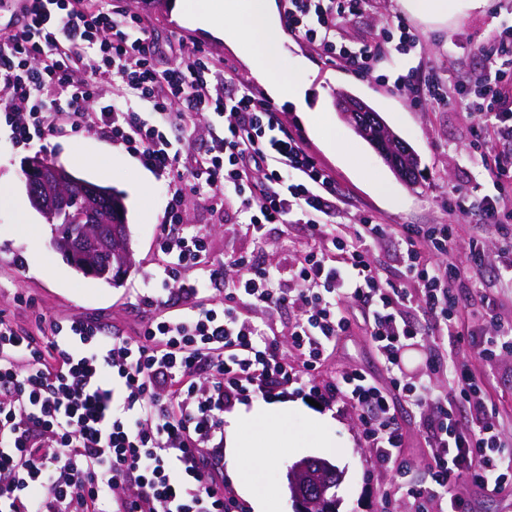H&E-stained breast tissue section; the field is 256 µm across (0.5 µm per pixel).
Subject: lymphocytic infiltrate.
I'll return each mask as SVG.
<instances>
[{"mask_svg":"<svg viewBox=\"0 0 512 512\" xmlns=\"http://www.w3.org/2000/svg\"><path fill=\"white\" fill-rule=\"evenodd\" d=\"M289 36L305 40L327 65L357 75L377 74L390 91H415L418 105L450 107L470 120L469 146L481 156L494 192L480 200L483 223L512 251V26L495 30L477 47L480 74L459 73L451 83L416 90V67L378 74L384 60L408 62L421 36L404 16L368 40L347 27L370 0H282ZM100 62L83 65L84 50ZM158 50L141 19L108 8L105 0H27L0 32V124L11 141L48 144L62 133L96 125L157 178L173 183L167 216L158 227L164 271L179 281L180 312L168 299L146 295L152 317L136 340L102 338L84 318L55 320L48 336L17 330L0 316V512H243L223 477L206 468L224 433L227 403L270 394L298 378L308 393L349 405L360 414L363 437L378 468L390 469L404 446L396 398L426 412L432 449L431 482L408 486L396 474L393 498L409 496L415 512H473L470 488L499 494L512 486V450L490 421L494 406L484 381L466 364L449 361L448 393L434 403L425 379H406L400 364L407 341L430 340L436 350L463 338L466 310L450 255L453 224H385L365 214L355 237L332 234L329 224L352 202L309 150L300 131L283 127L275 104L242 84L232 67L200 54L185 65L157 64ZM119 81L151 103V118L120 101L88 111L102 83ZM66 100V111L56 109ZM209 112L221 119L205 154L183 153L172 132ZM218 210L233 206L256 237L279 224L307 225L313 246L288 270L232 257L240 275L223 301L213 302L184 270L203 263L210 242L184 224L187 195ZM395 236L404 278H380L370 259L375 239ZM289 309L288 334L298 353L290 362L265 322L241 310ZM358 310L390 388L357 369L317 384L313 374L348 335Z\"/></svg>","mask_w":512,"mask_h":512,"instance_id":"obj_1","label":"lymphocytic infiltrate"}]
</instances>
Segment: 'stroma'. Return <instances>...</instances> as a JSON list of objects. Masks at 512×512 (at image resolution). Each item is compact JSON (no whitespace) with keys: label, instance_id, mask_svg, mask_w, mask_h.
<instances>
[{"label":"stroma","instance_id":"stroma-1","mask_svg":"<svg viewBox=\"0 0 512 512\" xmlns=\"http://www.w3.org/2000/svg\"><path fill=\"white\" fill-rule=\"evenodd\" d=\"M121 10L139 15L161 49L159 66L191 61L196 51L231 63L244 84L258 88L241 53L205 30L202 23H188L173 10L175 0H113ZM490 0L480 7L462 8L444 23L415 20L423 38L422 76L455 77L461 71H478L483 58L475 51L495 28L512 25V0H502L499 14L490 11ZM300 58L307 67L314 86L322 93L324 107L335 124L342 152L360 154L363 169H370L385 183L378 190L362 174L344 162L324 141L323 134L306 122L292 108L280 107L285 127L299 129L311 152L349 192L362 210L379 217L386 224H455L460 228L456 239V259L465 263L472 238L484 246L485 264L480 272H467L461 284L468 296L481 290L496 289L498 275L507 257L501 252L500 233L482 223L477 207L449 213V195L465 185H479L481 193L492 190L491 178L482 167L479 155L468 147V121L461 112L445 107L419 106L413 94L394 95L374 78H357L342 66L319 62L313 48L301 40L287 39L283 64ZM348 89L372 104L384 120L418 153L423 177L416 186L396 181L377 153L343 121L335 107L336 93ZM41 155L66 166L75 176L112 189L124 198L133 264L124 281L116 286L88 277L70 266L53 246L54 227L33 209L22 174L24 161ZM167 182L144 169L121 148L107 141L98 128L87 127L79 133L55 138L47 146L16 147L6 131H0V312L20 329L39 336L49 331L51 321L60 318H86L97 321L103 335L121 334L136 338L146 316L138 305L136 293L154 288L161 294L175 293L177 284L163 281L161 261L156 250L157 226L163 221L169 198ZM212 243L209 263L220 265L225 258L250 254L264 266L288 268L295 257L311 243L303 224H282L261 240L253 239L246 225L225 220L223 213L211 210L207 201L194 198L183 215ZM37 228V235L26 233V226ZM25 296L30 306H20L16 296ZM454 358L472 363L487 382V392L494 404V420L504 424L503 437L512 443V352L493 359L473 361L467 346H457ZM345 368L366 372L380 385H388L386 368L380 363L362 319H353L348 336L342 337L333 354L317 373L328 381ZM279 399L306 404V415H297L292 426L299 438L289 459L267 469L265 484L271 489L268 512H295L288 488L291 463L307 456L329 460L343 473L336 490L338 512H381L382 497L395 479L392 472L375 470L374 451L363 439L358 412L343 404L307 405V391L301 384L282 387ZM405 443L398 462L408 472L412 483L429 479L432 451L424 441V416L405 403H398ZM331 415V447H318L310 436L311 417Z\"/></svg>","mask_w":512,"mask_h":512}]
</instances>
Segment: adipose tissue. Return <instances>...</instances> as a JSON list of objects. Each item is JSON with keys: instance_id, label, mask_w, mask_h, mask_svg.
Here are the masks:
<instances>
[{"instance_id": "adipose-tissue-1", "label": "adipose tissue", "mask_w": 512, "mask_h": 512, "mask_svg": "<svg viewBox=\"0 0 512 512\" xmlns=\"http://www.w3.org/2000/svg\"><path fill=\"white\" fill-rule=\"evenodd\" d=\"M221 4L222 0H179L177 8L191 17L203 15L212 35L242 50L252 76L273 98L299 107L314 128L327 130L328 144H335L325 110L307 103L310 80L303 63L296 60L288 71L280 69L285 37L273 0H241L240 11L226 14ZM302 411L300 404L291 401L263 402L226 416V467L244 491L251 492L250 479L260 471L266 449L293 446L296 437L290 421Z\"/></svg>"}]
</instances>
